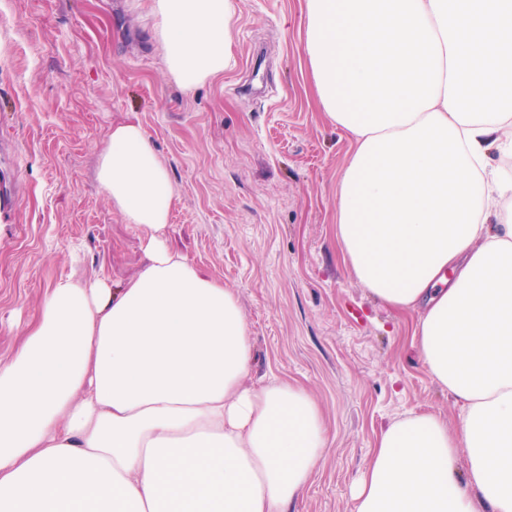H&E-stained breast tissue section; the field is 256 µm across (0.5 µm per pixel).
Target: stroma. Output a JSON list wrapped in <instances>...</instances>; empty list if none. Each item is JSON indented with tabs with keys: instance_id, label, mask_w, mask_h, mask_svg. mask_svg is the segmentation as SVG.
<instances>
[{
	"instance_id": "stroma-1",
	"label": "stroma",
	"mask_w": 512,
	"mask_h": 512,
	"mask_svg": "<svg viewBox=\"0 0 512 512\" xmlns=\"http://www.w3.org/2000/svg\"><path fill=\"white\" fill-rule=\"evenodd\" d=\"M304 0H237L233 61L194 91L167 71L151 0H0V364L50 282L129 281L141 234L97 187L114 123L143 127L177 199L168 247L236 291L255 383L319 405L328 447L291 512H352L377 434L461 406L412 346L413 318L370 298L336 247V183L352 152L314 96Z\"/></svg>"
}]
</instances>
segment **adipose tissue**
<instances>
[{
	"instance_id": "obj_1",
	"label": "adipose tissue",
	"mask_w": 512,
	"mask_h": 512,
	"mask_svg": "<svg viewBox=\"0 0 512 512\" xmlns=\"http://www.w3.org/2000/svg\"><path fill=\"white\" fill-rule=\"evenodd\" d=\"M151 8L183 89L223 73L235 0ZM305 53L354 145L343 261L414 316L463 409L453 432L431 412L383 428L352 512H512V0H305ZM97 180L148 263L119 285L55 279L0 365V512H288L328 444L320 408L250 383L240 299L167 248L175 188L138 122L113 125Z\"/></svg>"
}]
</instances>
